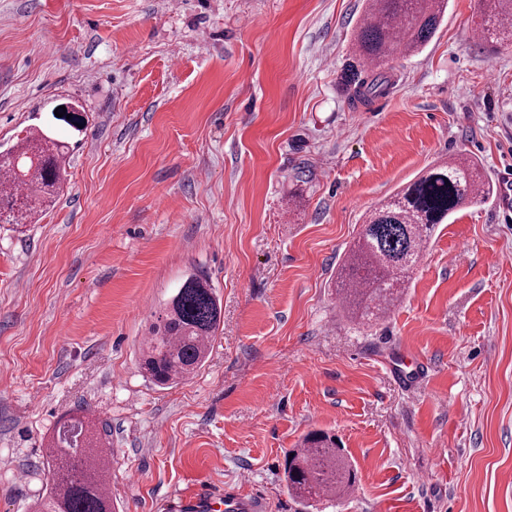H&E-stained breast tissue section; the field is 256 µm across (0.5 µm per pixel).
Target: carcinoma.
Wrapping results in <instances>:
<instances>
[{
	"label": "carcinoma",
	"instance_id": "1",
	"mask_svg": "<svg viewBox=\"0 0 512 512\" xmlns=\"http://www.w3.org/2000/svg\"><path fill=\"white\" fill-rule=\"evenodd\" d=\"M481 40L490 47L512 43V0H481ZM448 0H366L353 35L350 99L385 94L394 52L412 55L431 39ZM69 146L33 129L19 146L0 153V224L32 222L59 195ZM490 187L479 165L462 155L440 162L372 211L361 225L338 273V294L352 319L381 320L400 300L436 227ZM222 307L207 280L190 276L158 313L139 356L141 372L172 387L205 363ZM110 434L84 417L61 418L44 457L47 492L29 512H113L107 489ZM285 456L288 495L305 507L346 498L358 476L324 431L306 434Z\"/></svg>",
	"mask_w": 512,
	"mask_h": 512
}]
</instances>
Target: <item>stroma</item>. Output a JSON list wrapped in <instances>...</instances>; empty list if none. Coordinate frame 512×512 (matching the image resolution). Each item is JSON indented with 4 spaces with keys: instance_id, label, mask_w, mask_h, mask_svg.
I'll return each instance as SVG.
<instances>
[{
    "instance_id": "35a3bbf8",
    "label": "stroma",
    "mask_w": 512,
    "mask_h": 512,
    "mask_svg": "<svg viewBox=\"0 0 512 512\" xmlns=\"http://www.w3.org/2000/svg\"><path fill=\"white\" fill-rule=\"evenodd\" d=\"M364 7L0 0V151L34 127L72 147L55 203L0 226V512L42 495L78 409L111 428L115 512L230 489L307 512L283 461L313 430L359 476L326 512H512V46L448 0L388 93L354 101ZM457 154L488 198L439 226L386 318L351 322L334 280L361 224ZM193 275L220 326L162 389L139 347Z\"/></svg>"
}]
</instances>
